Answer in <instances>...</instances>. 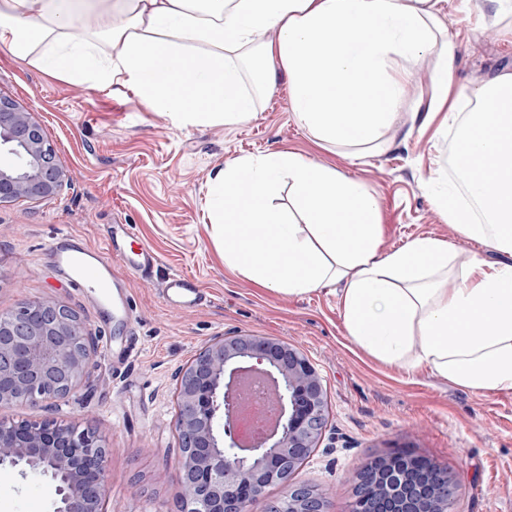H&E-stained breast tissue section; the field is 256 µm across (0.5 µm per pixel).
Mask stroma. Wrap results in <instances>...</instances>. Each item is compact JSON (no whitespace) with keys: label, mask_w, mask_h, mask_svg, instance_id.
Listing matches in <instances>:
<instances>
[{"label":"stroma","mask_w":512,"mask_h":512,"mask_svg":"<svg viewBox=\"0 0 512 512\" xmlns=\"http://www.w3.org/2000/svg\"><path fill=\"white\" fill-rule=\"evenodd\" d=\"M458 46L450 94L512 71V24L496 0H434ZM437 57L408 66L396 124L383 146L357 159L320 146L295 122L288 76L278 72L258 97L254 116L211 126H175L134 92L104 89L44 72L0 48V96L43 128L69 181L53 196L0 204V312L41 299L74 308L96 338L84 374L52 407L0 405V421H51L93 428L108 448V512H177L181 441L175 430L181 369L208 343L246 334L278 338L319 372L327 399L322 438L296 481L327 496V512H349L352 481L371 458L398 449L456 476L453 512H512V393L482 395L434 376L384 365L348 338L339 294L288 296L258 287L224 266L206 200L225 162L276 151L336 168L377 200L382 251L432 236L453 245L458 261H500L446 222L432 179L450 180L454 145L444 114L428 127L413 118L428 104ZM127 224L159 257L150 280L117 268L128 307L110 314L71 287L49 260L52 237L68 231L93 248L107 225ZM195 276L208 296L194 310L167 306L162 282ZM0 512H52L46 481L0 465Z\"/></svg>","instance_id":"obj_1"}]
</instances>
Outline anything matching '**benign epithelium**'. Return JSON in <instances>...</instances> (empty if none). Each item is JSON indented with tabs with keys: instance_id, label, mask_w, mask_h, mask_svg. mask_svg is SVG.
I'll use <instances>...</instances> for the list:
<instances>
[{
	"instance_id": "obj_1",
	"label": "benign epithelium",
	"mask_w": 512,
	"mask_h": 512,
	"mask_svg": "<svg viewBox=\"0 0 512 512\" xmlns=\"http://www.w3.org/2000/svg\"><path fill=\"white\" fill-rule=\"evenodd\" d=\"M70 179L31 113L0 97V203L56 194ZM93 336L72 308L27 300L0 314V404H38L68 396L79 382ZM258 372L273 382L278 427L241 448L230 419L237 380ZM175 429L180 512H250L274 483L285 496L266 512H326V497L293 480L326 427L320 374L280 339L221 337L182 368ZM48 475L53 512H106L108 448L94 431L50 421L0 422V465ZM350 512H452L455 475L428 459L394 451L373 457L355 475Z\"/></svg>"
}]
</instances>
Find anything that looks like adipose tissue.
Here are the masks:
<instances>
[{"instance_id": "adipose-tissue-1", "label": "adipose tissue", "mask_w": 512, "mask_h": 512, "mask_svg": "<svg viewBox=\"0 0 512 512\" xmlns=\"http://www.w3.org/2000/svg\"><path fill=\"white\" fill-rule=\"evenodd\" d=\"M276 31L275 41L260 36ZM0 47L48 73L101 89L122 85L179 126L233 123L256 109L276 69L295 120L321 145H379L397 118L407 65L436 54L433 103L448 100L456 46L431 0H0ZM454 136L502 155L443 218L504 262L454 265L448 242L423 236L385 253L375 198L292 152L225 163L208 193L225 267L276 293L341 285L350 340L395 367L428 368L480 394L512 392V73L472 88ZM288 183L298 218L273 200Z\"/></svg>"}]
</instances>
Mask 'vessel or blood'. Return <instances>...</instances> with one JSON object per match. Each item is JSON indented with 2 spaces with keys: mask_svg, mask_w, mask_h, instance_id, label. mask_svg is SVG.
I'll return each instance as SVG.
<instances>
[{
  "mask_svg": "<svg viewBox=\"0 0 512 512\" xmlns=\"http://www.w3.org/2000/svg\"><path fill=\"white\" fill-rule=\"evenodd\" d=\"M51 261L76 287H94L96 300L108 306L116 285L112 274L113 262H120L127 270L145 277L157 263V255L145 243L134 242L128 225H112L102 248H88L79 238L62 234L49 248ZM162 294L167 303L183 308H195L207 300L198 280L187 275L169 277Z\"/></svg>",
  "mask_w": 512,
  "mask_h": 512,
  "instance_id": "vessel-or-blood-1",
  "label": "vessel or blood"
}]
</instances>
